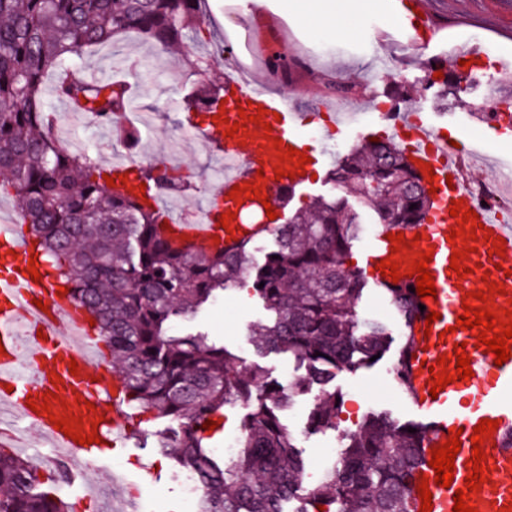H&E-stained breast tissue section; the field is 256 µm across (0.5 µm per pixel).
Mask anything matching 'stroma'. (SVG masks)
<instances>
[{
  "label": "stroma",
  "mask_w": 512,
  "mask_h": 512,
  "mask_svg": "<svg viewBox=\"0 0 512 512\" xmlns=\"http://www.w3.org/2000/svg\"><path fill=\"white\" fill-rule=\"evenodd\" d=\"M243 0H209L210 23L204 26L187 49L164 51L137 34L124 35L93 52L83 54L81 67H94L100 80L111 72L130 82L136 96L135 107L145 115L139 129L141 138L133 152H126L114 131L99 126L87 116L69 123L73 138L84 145L96 160L128 154L139 165L160 162L169 152L176 153L180 168L187 174L188 190L177 197L185 210L214 196L224 175V165L213 158L202 144L201 133L187 131L183 123L184 100L201 85L238 65H246L250 75L268 80L273 91H292L301 106L315 102L320 95L356 112H364L369 99L388 100L392 82L404 84L410 91L403 109L422 113L459 144L461 150L489 149L492 162L484 169L472 170L474 179L486 183L500 180L503 172L512 170V138L500 134L498 128L485 121L479 106L492 101L494 90L512 89V0H425L434 9L437 23L430 43L414 48L407 56L394 55L401 28L395 12L388 5L369 13L359 22L353 35L342 32L321 33L304 26L289 8V0H268L265 9H242ZM262 31L263 48L244 52L232 46L235 32L241 26ZM480 33L489 51L484 62L467 78L468 89L461 104L440 109L438 90L426 80L435 61L456 56L469 44L466 34ZM209 59L207 71H195L184 62V51ZM292 59L295 65L289 81L269 72L264 62L268 52ZM392 59L394 78H372L368 72L375 58ZM384 122L352 121L337 134L305 136L309 150L331 152L340 160L341 150L351 149L370 131L384 129ZM364 317L386 322L392 341L386 353L356 371L338 373L334 385L341 394L338 430L305 432L306 418L313 394L299 396L283 421L298 438L306 463L305 483L314 482L326 466V448L339 446V429H352L370 412L386 413L402 421L417 420L418 415L400 391L394 376V365L404 344V327L385 293L367 284L360 302ZM268 316L262 302L254 295L250 283L224 292L206 305L189 323L190 328L234 351L242 361L260 363L269 379L282 383L294 375L296 365L285 354L271 353L257 357L249 341L253 326ZM14 432L12 442L17 456L36 472H43L39 430L10 413L0 414V430ZM112 474L117 491L104 495V512H181L182 471L164 458L153 439H130L123 455L114 459Z\"/></svg>",
  "instance_id": "35a3bbf8"
}]
</instances>
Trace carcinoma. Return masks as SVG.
<instances>
[{
	"mask_svg": "<svg viewBox=\"0 0 512 512\" xmlns=\"http://www.w3.org/2000/svg\"><path fill=\"white\" fill-rule=\"evenodd\" d=\"M203 0H0V191L14 192L21 223L44 256L72 284L73 297L93 316L98 336L123 386V404L139 436H153L160 453L196 474L205 489L199 512H410L409 483L419 465L427 426L368 414L342 433L341 450L312 486L297 439L282 421L295 398L312 391L307 429L337 426L330 381L384 351L387 325L363 318L364 278L346 266L364 233L344 198L317 197L309 208L275 226V249L250 268L253 241L226 249H194L167 235L163 213L138 197L114 193L104 169L87 153L65 147L43 99L47 74L55 95L91 114L102 127L117 124L128 99L123 85L86 82L70 56L136 32L165 49L206 23ZM431 85L443 99H460L461 72L443 66ZM224 86L207 83L187 111L209 112ZM141 179L161 192L179 178L150 165ZM342 191L373 209L381 230L421 223L429 206L422 180L399 147L364 141L329 175ZM417 207H412V204ZM271 314L251 338L255 353L292 357L288 384L269 380L257 364L207 337L178 333L172 324L244 280ZM410 329L416 306L408 289L387 288ZM245 409L241 445L218 463L209 441L224 431L228 406ZM169 425L152 431L149 425ZM207 420L218 427L205 431ZM69 467L61 462L45 481L21 458L0 449V512H71L57 492Z\"/></svg>",
	"mask_w": 512,
	"mask_h": 512,
	"instance_id": "obj_1",
	"label": "carcinoma"
}]
</instances>
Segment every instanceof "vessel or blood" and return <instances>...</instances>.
<instances>
[{
	"label": "vessel or blood",
	"instance_id": "obj_1",
	"mask_svg": "<svg viewBox=\"0 0 512 512\" xmlns=\"http://www.w3.org/2000/svg\"><path fill=\"white\" fill-rule=\"evenodd\" d=\"M394 7L403 19L408 41L429 42L434 31L433 19L425 13L424 0H394ZM224 116L216 119L206 114L200 128L207 143L215 144L218 155L239 159L240 166L221 181L212 204L193 216L168 212L171 229L188 244L210 248L214 243L231 247L237 239H258L270 233L271 224H251L245 215L255 205L254 200L236 202L230 193L234 186L262 183L263 193L274 196L280 186L292 189L303 185V177L277 178L274 173L279 160L272 146L281 139L283 146L302 149L300 128L319 122L336 129V114L331 107L317 106L303 112L297 100L272 94L264 80L246 81L235 77L224 81ZM249 115L243 130L226 137L228 123ZM261 123H253L254 115ZM394 130L405 155L413 161L432 165L435 174L431 208L423 224L405 230V240H417V247L392 253L386 234L375 237L365 255V272L376 286L390 285L377 266L380 260L397 256L402 266H409L416 252L432 251L428 264L437 289L436 298L424 299V311L418 312L411 327V344L404 361L411 404L427 419L431 434L422 454V475L431 478L432 512H452L453 497L463 488L473 470L471 436L481 420L497 421L498 427L482 448L486 454V481L472 495L476 512H502L512 502V359L495 364L493 354L478 347L475 329H458V316L467 293L487 290L489 282H500L504 293L493 295L495 306L507 308L512 303V224L504 223L494 206L476 203L462 185V153L450 144L447 135L412 113L400 114ZM462 201L464 209L475 211L483 225V237L476 240V250L464 260L471 273L458 279L450 268L453 246L447 240L456 218L450 215L452 201ZM234 212L228 227H220L221 214ZM506 241L505 255L492 251L494 238ZM37 244L28 237L24 225H0V407L13 412L22 421L37 425L50 448V460L69 459L85 452L99 460L104 444H115L106 422L105 407L113 394L121 389L118 376L104 357V346L96 329L90 326V315L71 298L59 293L64 285L62 275L51 274L44 260H32ZM36 265L41 282H33L29 265ZM438 312L439 318L427 322L428 311ZM465 344L471 360L472 378L457 379L430 396L433 378L429 368L438 358L453 354L455 345ZM77 364V373H70V364ZM58 374L59 385H52L51 374ZM56 391L58 398L51 403L52 413L69 408L81 416L83 425H96L99 442L80 445L63 431L57 430L47 416L30 410L26 398ZM460 430L462 443L454 461V480L450 487L436 485L435 471L430 466L433 448L448 440L451 430Z\"/></svg>",
	"mask_w": 512,
	"mask_h": 512
}]
</instances>
